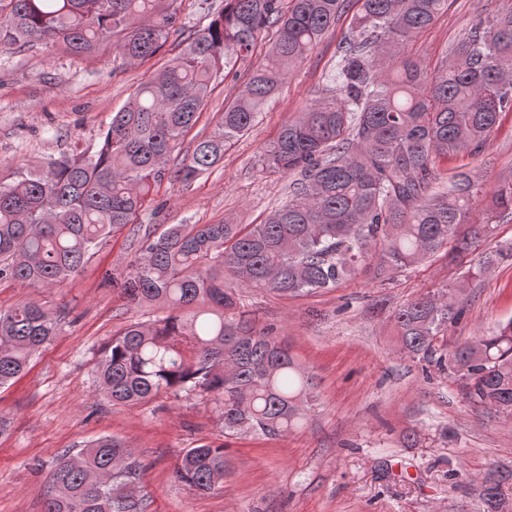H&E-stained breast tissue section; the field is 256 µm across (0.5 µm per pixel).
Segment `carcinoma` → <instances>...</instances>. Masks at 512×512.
<instances>
[{
    "label": "carcinoma",
    "mask_w": 512,
    "mask_h": 512,
    "mask_svg": "<svg viewBox=\"0 0 512 512\" xmlns=\"http://www.w3.org/2000/svg\"><path fill=\"white\" fill-rule=\"evenodd\" d=\"M336 47L324 96L261 154L291 178L260 224L137 226L156 185L190 184L224 159L267 101L345 12L348 0H224L166 66L113 113L93 151L47 157L0 180V281L53 288L77 274L115 233L129 229L127 270L105 273L134 304L169 311L122 328L102 350L98 394L122 405L161 393L214 403L224 435L282 438L305 424L314 376L274 328L236 313L238 292L297 297L355 277L376 258L404 271L448 250L460 257L493 225L512 222V178L488 188L461 172L443 186L441 164L476 154L512 111V6L480 16L435 65L405 47L448 10V0H357ZM177 0H0V48L56 46L85 58L109 44L128 62L169 41ZM276 28L265 62L226 105L213 135L167 167L197 123L222 60L252 57ZM464 309L446 289L394 315L399 351L461 381L470 405L512 418V320L448 349ZM59 316L25 297L0 311V387L23 374L58 331ZM226 446L201 444L176 463L201 493L224 486ZM145 468L132 449L100 437L62 454L43 512H146L135 493ZM512 468L486 471L479 512H504Z\"/></svg>",
    "instance_id": "obj_1"
}]
</instances>
